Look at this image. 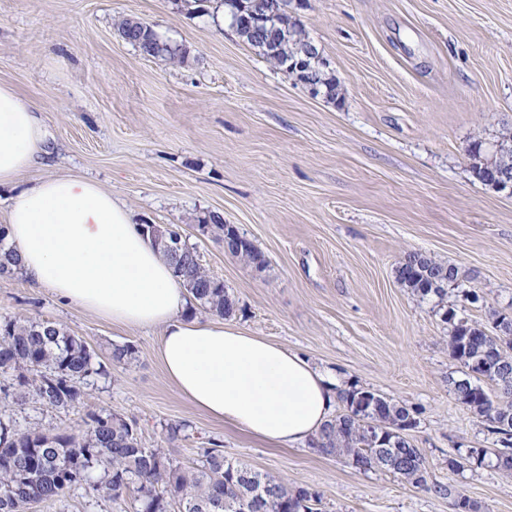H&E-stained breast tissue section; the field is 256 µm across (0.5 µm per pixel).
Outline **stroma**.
<instances>
[{
  "instance_id": "1",
  "label": "stroma",
  "mask_w": 512,
  "mask_h": 512,
  "mask_svg": "<svg viewBox=\"0 0 512 512\" xmlns=\"http://www.w3.org/2000/svg\"><path fill=\"white\" fill-rule=\"evenodd\" d=\"M220 0H0V84L34 106L41 165L0 189L58 175L112 191L136 224L178 230L235 301L230 321L356 386L417 408L408 436L428 488L353 467L313 443L276 448L211 419L182 397L158 357V330L126 329L20 276L0 278V320L49 319L83 338L106 379L67 411L0 402V415L56 431L87 412L135 418L143 447L188 465L208 443L226 457L322 496L323 512H454L453 485L476 512H512V473L495 437L457 401L446 311L490 324L512 316V193L477 181L469 145L512 132V0H291L336 97L294 76L217 20ZM152 27L185 55L147 58L121 20ZM220 213L265 256L258 270L201 230ZM455 265L458 287L420 298L395 269L411 252ZM476 290L483 303L465 298ZM132 344L131 364L113 345ZM181 425L176 439L167 427ZM484 448L464 471L449 458ZM32 512H133L77 490Z\"/></svg>"
}]
</instances>
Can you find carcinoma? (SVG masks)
<instances>
[{
    "label": "carcinoma",
    "instance_id": "carcinoma-1",
    "mask_svg": "<svg viewBox=\"0 0 512 512\" xmlns=\"http://www.w3.org/2000/svg\"><path fill=\"white\" fill-rule=\"evenodd\" d=\"M119 34L142 55L175 60L180 49L162 39L148 25L133 20L119 24ZM475 160L474 177L488 184L480 141L469 147ZM172 266L196 304L206 313L229 317L233 300L224 283L199 262L195 247L184 244ZM245 263L265 267L253 243L233 253ZM14 250L0 228V277L16 274ZM397 281L421 297H441L450 284L459 285L456 266L412 252L396 268ZM448 336L450 355L463 366V377L451 380L457 400L488 423L499 445L498 466L512 470V319L494 314L493 330L478 322L455 319ZM137 350L130 344L112 347V361L129 364ZM0 401L23 404L33 400L54 410H69L85 390L108 376L98 354L82 338L49 320L0 321ZM494 386L488 394L480 385ZM345 413L328 420L315 445L326 454L347 457L359 470L385 469L416 487L428 484L424 458L407 438L417 424L415 409L375 391L354 386L340 393ZM376 424L385 441L369 439L362 421ZM84 427L74 433H47L23 428L11 418L0 419V512H29L32 505L59 499L84 489L103 499L134 497L136 512H322L320 493L290 488L276 477L234 463L219 448H205L200 459L185 466L161 448L140 444L137 422L100 410L87 414ZM452 499L455 512H473V504L452 487H438Z\"/></svg>",
    "mask_w": 512,
    "mask_h": 512
}]
</instances>
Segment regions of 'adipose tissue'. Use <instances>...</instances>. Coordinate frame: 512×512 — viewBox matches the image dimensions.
<instances>
[{"label": "adipose tissue", "instance_id": "ef3b65f1", "mask_svg": "<svg viewBox=\"0 0 512 512\" xmlns=\"http://www.w3.org/2000/svg\"><path fill=\"white\" fill-rule=\"evenodd\" d=\"M44 153V129L30 103L0 85V186ZM4 222L32 285L113 323L160 329L168 380L214 419L284 447L316 437L328 420L336 401L330 376L261 337L190 317L182 281L127 207L97 183L40 180L13 197Z\"/></svg>", "mask_w": 512, "mask_h": 512}]
</instances>
